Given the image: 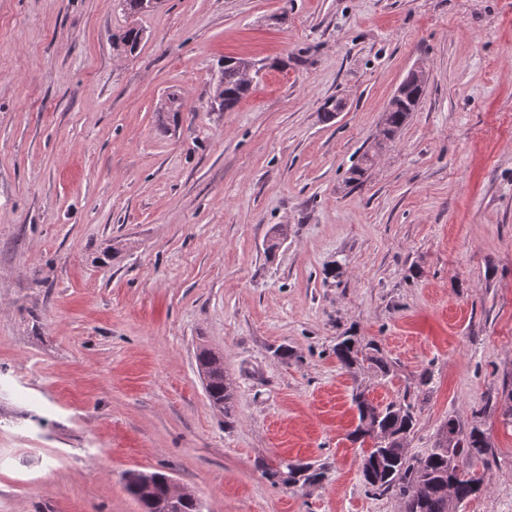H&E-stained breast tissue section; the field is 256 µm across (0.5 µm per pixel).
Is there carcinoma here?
<instances>
[{
  "instance_id": "cac0c4a2",
  "label": "carcinoma",
  "mask_w": 512,
  "mask_h": 512,
  "mask_svg": "<svg viewBox=\"0 0 512 512\" xmlns=\"http://www.w3.org/2000/svg\"><path fill=\"white\" fill-rule=\"evenodd\" d=\"M217 82L224 88L226 109L237 105L249 93L239 69L233 63L220 66ZM425 89L415 86L389 114L390 124L398 127L405 123L408 110H414L421 103ZM336 359L348 372L374 362L382 375L388 374L387 366L363 353L358 340L345 336L336 343ZM198 369L209 375L206 394L213 406L224 412V417L232 415L233 391L224 381V367L218 357L208 350L196 355ZM353 402L358 411V425L351 433L355 442H365L369 429L375 427L384 436L385 442L377 449L366 451L361 459L363 478L375 491H394L402 503V512H448V498L445 492L455 495L462 503L474 496V486L482 483V476L476 468V461L482 459L489 448L486 432L473 427L462 429L450 419L444 427L453 441L457 456L458 471L448 476V454L442 443L421 457L408 456L403 442L407 440L416 425V417L411 404L404 400L391 401L384 406L376 405L356 392ZM265 476L271 483H282V473L288 474L292 485L306 484L321 479L324 472L309 464L294 460L280 459L274 464H263ZM157 473H151L153 483L147 489L142 476L124 478L127 492L139 503L143 512H166V492Z\"/></svg>"
}]
</instances>
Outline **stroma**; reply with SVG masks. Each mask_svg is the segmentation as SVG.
Returning a JSON list of instances; mask_svg holds the SVG:
<instances>
[{
  "label": "stroma",
  "mask_w": 512,
  "mask_h": 512,
  "mask_svg": "<svg viewBox=\"0 0 512 512\" xmlns=\"http://www.w3.org/2000/svg\"><path fill=\"white\" fill-rule=\"evenodd\" d=\"M226 57L264 65L230 112ZM345 334L388 376L345 372ZM356 387L413 405L412 456L448 420L483 429L458 512H512V0H0V512H141L128 471L203 512H401L361 477ZM282 457L326 477L271 485ZM427 75L422 66L414 67L408 74L407 79L403 85L397 90L395 96L402 97L407 92L408 88L414 85L426 86ZM425 94V87L421 88L415 86L410 89L407 96L398 103L393 112L389 114L390 124L394 127L401 126L405 123L408 110H416L417 106L421 103ZM198 370L209 375L206 394L213 406L230 418L233 410V391L230 384L224 381V367L218 357L208 350H200L196 355Z\"/></svg>",
  "instance_id": "35a3bbf8"
}]
</instances>
